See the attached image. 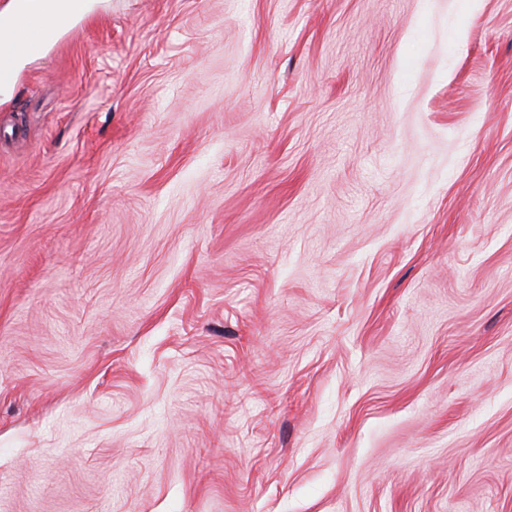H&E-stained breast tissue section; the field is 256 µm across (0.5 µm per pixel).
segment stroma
<instances>
[{
  "label": "stroma",
  "mask_w": 512,
  "mask_h": 512,
  "mask_svg": "<svg viewBox=\"0 0 512 512\" xmlns=\"http://www.w3.org/2000/svg\"><path fill=\"white\" fill-rule=\"evenodd\" d=\"M0 104V512H512V0H104Z\"/></svg>",
  "instance_id": "35a3bbf8"
}]
</instances>
